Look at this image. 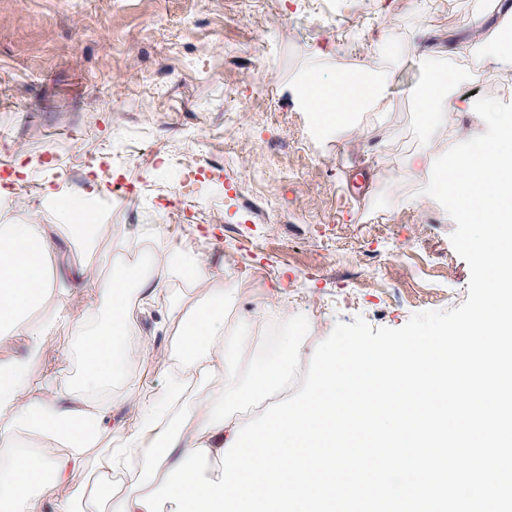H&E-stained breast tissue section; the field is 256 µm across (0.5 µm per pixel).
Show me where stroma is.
Masks as SVG:
<instances>
[{
	"label": "stroma",
	"mask_w": 512,
	"mask_h": 512,
	"mask_svg": "<svg viewBox=\"0 0 512 512\" xmlns=\"http://www.w3.org/2000/svg\"><path fill=\"white\" fill-rule=\"evenodd\" d=\"M0 0V167L28 179L12 196L15 220L63 221L61 202L91 206L101 179L121 186L118 208L98 229L90 269L108 279L98 258L131 238L168 242L224 266L246 290L232 316L269 300L286 304L288 332L305 326L302 349L288 365L296 392L309 355L340 322L363 317L398 328L419 311L458 307L470 270L455 252L456 225L443 207L407 206L430 177L409 167L416 155H441L485 131L473 112H456L449 129L425 137L415 92L420 58L474 43L464 65L472 81L457 96L512 102V64L485 60L490 28L512 26L498 0ZM486 18L478 28L471 18ZM394 33L401 58L381 111L363 113L370 139L316 138L293 79L328 53L319 80L375 70L371 48L380 31ZM177 156L201 168L195 203L171 202ZM58 194L59 204L43 205ZM45 356L33 367V390L61 365L77 370L72 321L90 299L65 301ZM162 308L138 317L151 339L149 365L129 362L124 379L95 391L121 400L150 374L163 387L170 362Z\"/></svg>",
	"instance_id": "obj_1"
}]
</instances>
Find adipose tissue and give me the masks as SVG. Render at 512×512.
<instances>
[{
	"label": "adipose tissue",
	"instance_id": "obj_1",
	"mask_svg": "<svg viewBox=\"0 0 512 512\" xmlns=\"http://www.w3.org/2000/svg\"><path fill=\"white\" fill-rule=\"evenodd\" d=\"M372 45L389 66L373 74L363 94H351L345 77L322 84L301 77L293 85L336 140L372 135L356 116L380 105L389 69L400 58L387 32H379ZM422 68L428 81L416 96L423 125L430 131L447 126L450 114L468 110V98L456 97L451 88L473 74L460 66L455 53L425 57ZM68 231L77 246L62 267L56 263L47 225L32 219L15 223L9 214L0 215V345L17 340L23 346L21 355L0 358V512H146L136 498L155 490L189 449L203 445L210 457H222L241 423L237 408L281 383L297 343L281 335L276 357L241 377L235 363L250 338L224 329L230 300L219 286L223 267L168 245L135 278L118 273L101 280L84 270L85 257L95 246L96 225L72 224ZM174 278L206 288V302L191 305L171 297L168 284ZM75 287L89 293L106 318L99 322L86 315L74 321L75 345L83 358L79 381L62 369L48 391L32 392L30 372L41 360L54 324L53 318L37 319L33 313L48 297L67 296ZM162 299L174 326L166 382L160 389L143 382L127 392V415L121 424H113L111 404L92 399L88 392L119 382L127 361L148 359L150 343L137 339L134 315ZM187 376L202 385L220 377L224 385L219 392L189 400L183 395ZM25 434L65 442L69 451L57 456L27 447L21 441ZM98 447L105 450V474L135 475L129 492L113 494L103 486L87 490L89 451ZM63 485L81 490V500L60 496Z\"/></svg>",
	"mask_w": 512,
	"mask_h": 512
}]
</instances>
